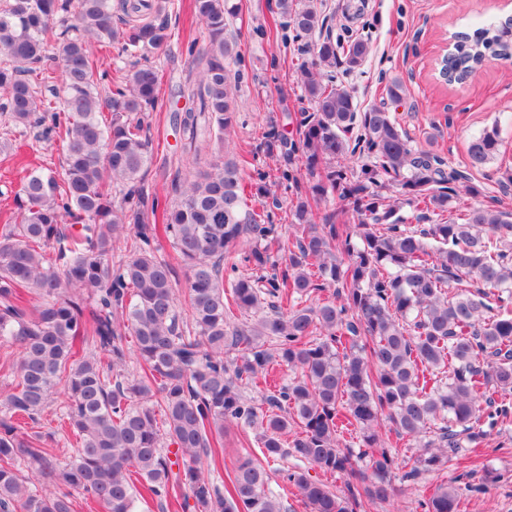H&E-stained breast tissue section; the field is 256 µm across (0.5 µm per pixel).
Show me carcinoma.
Here are the masks:
<instances>
[{
  "mask_svg": "<svg viewBox=\"0 0 512 512\" xmlns=\"http://www.w3.org/2000/svg\"><path fill=\"white\" fill-rule=\"evenodd\" d=\"M192 3L204 47H188L200 71L179 120L194 167L174 177L173 200L145 184L159 103L151 57L170 46L171 0H0V150L38 128L64 154L62 172L27 174L0 225V341L18 347L15 386L0 394V512H74L76 492L103 512H142L147 497L161 509L179 497L184 512H284L266 464L288 460L282 478L310 512H366L393 495L398 466L416 483L512 423L509 214L458 204L462 190L481 194L466 172L413 148L385 108L360 111L336 69L360 67L369 39L334 38L317 0H276L311 106L294 116L296 138L266 133L269 155L299 154L306 170L280 169L294 222L279 228L248 203L265 173L248 184L244 157L224 151L242 75L229 32L238 6ZM94 43L118 45L121 77L108 79ZM488 53L512 56V22L458 34L446 78L465 80ZM39 68L60 84L29 79ZM499 146L495 129L473 138L470 166ZM331 197L346 208L321 209ZM128 230L136 247L120 254ZM162 235L189 266L187 320L156 255ZM128 336L137 374L125 371ZM273 365L288 383L259 404L244 389ZM58 391L80 440L62 464L41 434H20ZM382 419L422 452L398 459L380 443ZM226 422L255 431L263 455L240 458L227 485ZM312 469L344 476L346 493ZM469 474L422 494L421 512H463V491L501 477L486 469L460 486Z\"/></svg>",
  "mask_w": 512,
  "mask_h": 512,
  "instance_id": "cac0c4a2",
  "label": "carcinoma"
}]
</instances>
